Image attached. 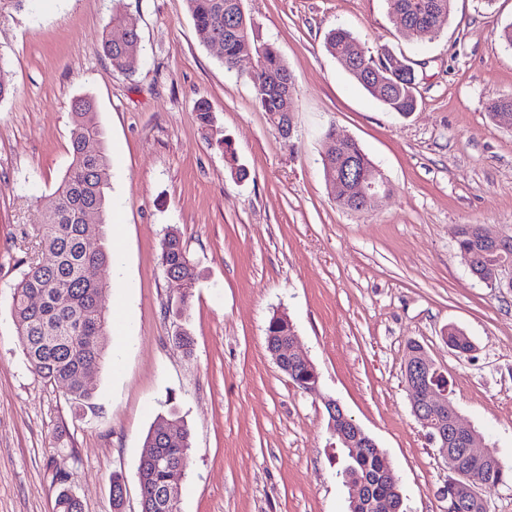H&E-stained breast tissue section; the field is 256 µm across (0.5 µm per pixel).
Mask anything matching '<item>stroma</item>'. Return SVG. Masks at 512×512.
<instances>
[{
    "mask_svg": "<svg viewBox=\"0 0 512 512\" xmlns=\"http://www.w3.org/2000/svg\"><path fill=\"white\" fill-rule=\"evenodd\" d=\"M295 84L283 139L257 105L241 58L226 71L202 44L185 0H27L0 15V512H56L57 469L83 512H141L137 467L157 415L191 433L181 512H348L325 399L381 448L406 512H446L448 467L412 411L408 341L444 374L480 445L512 465V291L474 278L456 248L462 224L512 233V128L490 100L512 96V47L498 34L512 0H454L433 40L409 39L386 0H242ZM137 18L138 60L113 70L101 48L113 14ZM348 27L366 56H408L418 108L408 117L357 85L323 43ZM88 96L111 163L104 244L121 257L103 306L116 366L90 380L96 410L29 368L11 294L38 255V211L71 161L72 102ZM206 100L213 127L195 112ZM359 142L390 192L365 212L336 205L321 164L328 127ZM248 172L233 179L218 138ZM177 231L198 278L186 312L161 264ZM286 314L319 373L292 383L266 347ZM474 345L465 356L449 326ZM190 333L191 350L179 346Z\"/></svg>",
    "mask_w": 512,
    "mask_h": 512,
    "instance_id": "35a3bbf8",
    "label": "stroma"
}]
</instances>
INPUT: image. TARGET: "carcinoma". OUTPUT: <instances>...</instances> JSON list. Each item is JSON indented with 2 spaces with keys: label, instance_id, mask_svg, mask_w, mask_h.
<instances>
[{
  "label": "carcinoma",
  "instance_id": "obj_1",
  "mask_svg": "<svg viewBox=\"0 0 512 512\" xmlns=\"http://www.w3.org/2000/svg\"><path fill=\"white\" fill-rule=\"evenodd\" d=\"M390 14L407 24V34L420 40L436 35L448 23L453 0H387ZM195 31L204 44L216 39L224 41L223 62L227 71L236 66L244 51L264 48L258 66L249 74L255 101L273 116L275 112L291 111V96L287 80L291 79L288 66L277 48L255 36L250 18H242V0H186ZM326 52L369 94L379 100L390 112L406 116L415 111L418 99L410 82L399 79L395 73L380 69L376 60L356 52L357 41L344 27L332 30L325 39ZM102 48L118 70H127L125 52L111 40H104ZM74 128L71 138L72 161L57 185L52 200L54 215L42 214L40 223L41 258L29 265L14 289L11 311L16 332L32 372L50 384H63L69 389L71 404L79 409L94 410L95 388L86 384V378L96 373L110 357L109 319L99 309V297L109 288L107 281H91L87 266H112V252L101 245L89 254L83 248L91 232L82 215L91 209L98 214L99 224H105L107 209L106 189L109 188L110 162L103 147L101 132L96 122L94 102L89 97L73 101ZM321 162L325 179L343 175V158L356 157L366 170L376 169L374 163L355 140H340L336 129L324 134ZM218 146L224 153L226 167L233 178L243 171L238 164L231 141L221 139ZM481 225L462 224L456 246L472 253L473 268L478 273H489L499 265L498 253L478 245ZM161 263L169 288L178 298L177 312L187 308L189 290L196 272L192 257L179 235L170 232L161 247ZM41 298L39 305L30 299ZM291 323L277 317L269 320L267 338L291 336ZM448 346L460 355L472 351L473 345L462 330L448 327ZM177 431L182 447L169 448L165 443L168 432ZM146 441L154 443L162 460H141L137 468L141 496L150 503V512H179L162 496L170 464H189L190 432L184 419L171 412L159 415L152 423ZM343 453L338 472L343 485L360 486L359 504L348 494L349 512H369L365 499L389 496L398 512H403V494L400 484L392 481L391 468L380 448H348L340 445ZM465 474L474 477L485 487L506 482L504 467L491 460L463 461ZM70 473L59 469L55 481L61 485L57 496V512H82L80 500L67 493Z\"/></svg>",
  "mask_w": 512,
  "mask_h": 512
}]
</instances>
